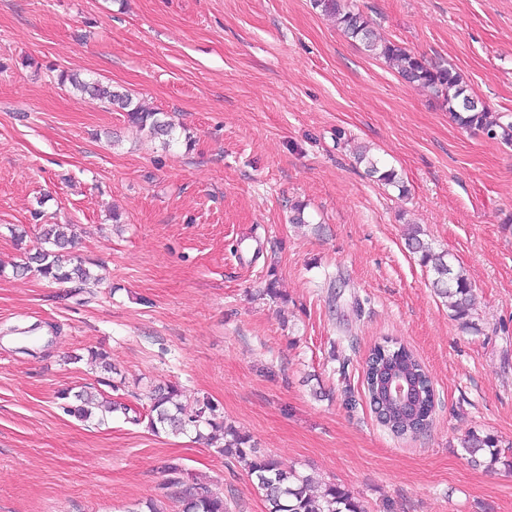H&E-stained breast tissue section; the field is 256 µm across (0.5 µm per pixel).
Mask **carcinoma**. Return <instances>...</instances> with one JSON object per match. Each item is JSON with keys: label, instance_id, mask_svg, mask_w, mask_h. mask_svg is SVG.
<instances>
[{"label": "carcinoma", "instance_id": "1", "mask_svg": "<svg viewBox=\"0 0 512 512\" xmlns=\"http://www.w3.org/2000/svg\"><path fill=\"white\" fill-rule=\"evenodd\" d=\"M313 7L324 16L331 17L343 33L358 41L368 55L381 58L397 70L401 79L425 89L432 97L442 101L450 117L458 125L485 134L490 139H499L512 145V121H503V115L493 112L468 90L461 74L450 64L431 62L398 43L380 41L376 38L372 20L360 11L343 5L342 0H313ZM59 80L88 95L92 99L115 105L124 110L128 121L152 136L172 135L174 124L162 112L144 109L133 102L130 95L110 84L99 81H83L61 73ZM358 162L366 164L367 174L386 185L407 193V187L396 170L378 166V161L361 151ZM41 239L50 245L26 257L16 269L34 271L45 279L56 282H83L91 277L89 269L70 254L72 240L61 224H46ZM408 249L419 256L422 266L433 274V287L438 294L448 299V308L453 317L466 319L473 309L472 285L462 268H456L448 260V253L434 250L421 237V230L411 225L406 233ZM389 370L408 376L417 388L415 410L408 414L390 407L379 423L398 438L415 436L426 430L435 407V390L420 359L412 350L396 342L390 346L378 344L370 352L363 368L362 386L370 405L378 404L379 371ZM179 389L172 384L158 385L148 395L150 401L147 427L154 433L161 431L173 435L194 431L199 438L222 444L215 451L244 464L248 474L255 477L257 489L267 503V512H365L363 506L347 491L328 486L321 493L313 492V478L296 470H284L277 461L257 451L250 439L236 430L224 426L216 406L206 400L189 409L178 401ZM76 404L67 407V412L88 419L96 411L126 412L128 408L118 402L99 399L98 394L84 390L75 395ZM463 448L474 458L494 464L500 455L494 437L480 430L468 432ZM168 483L182 488L180 502L182 512H226L224 498L206 488L185 484L184 469L177 464L167 467Z\"/></svg>", "mask_w": 512, "mask_h": 512}]
</instances>
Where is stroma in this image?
<instances>
[{"mask_svg": "<svg viewBox=\"0 0 512 512\" xmlns=\"http://www.w3.org/2000/svg\"><path fill=\"white\" fill-rule=\"evenodd\" d=\"M347 2L512 116V0ZM63 72L167 113L173 140ZM359 146L407 196L367 175ZM296 201L309 224L289 223ZM409 223L465 270L468 321L407 250ZM44 224L69 225L93 281L13 274ZM387 339L436 390L409 440L361 386ZM163 382L367 512H512V146L453 122L312 0H0V512H181L175 462L227 512H266L243 465L195 433L81 420L59 397L92 387L139 412ZM474 428L498 441L492 468L462 448Z\"/></svg>", "mask_w": 512, "mask_h": 512, "instance_id": "35a3bbf8", "label": "stroma"}]
</instances>
